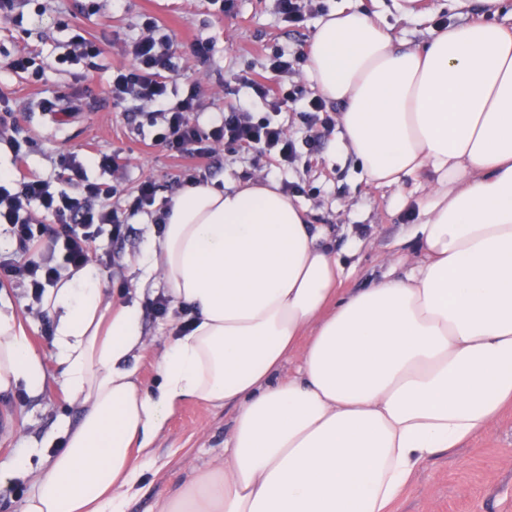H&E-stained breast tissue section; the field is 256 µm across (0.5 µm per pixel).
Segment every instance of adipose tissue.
<instances>
[{
	"instance_id": "obj_1",
	"label": "adipose tissue",
	"mask_w": 512,
	"mask_h": 512,
	"mask_svg": "<svg viewBox=\"0 0 512 512\" xmlns=\"http://www.w3.org/2000/svg\"><path fill=\"white\" fill-rule=\"evenodd\" d=\"M308 78L339 104L364 179L418 189L410 271L342 291L326 228L274 179L184 188L146 249L191 331L141 389L137 303L105 301L93 265L44 297L77 401L22 512H125L149 443L186 400L234 405L224 460L158 512H393L428 461L512 406V25L454 23L413 45L367 14L321 18ZM294 372L282 377L286 362ZM40 356L0 301V392L42 387Z\"/></svg>"
}]
</instances>
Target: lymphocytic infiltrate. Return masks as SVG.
Segmentation results:
<instances>
[{
	"label": "lymphocytic infiltrate",
	"instance_id": "1",
	"mask_svg": "<svg viewBox=\"0 0 512 512\" xmlns=\"http://www.w3.org/2000/svg\"><path fill=\"white\" fill-rule=\"evenodd\" d=\"M126 52L132 64L113 70L112 99L153 109L160 119L154 139L171 155L209 160L220 147L231 146L256 150L277 164L288 165L296 161L298 151L295 140L273 118L282 104L298 108L307 123L331 125L324 115L322 97L280 92L256 80L250 87L267 107L268 116L256 117L249 105L241 104L218 113L208 124H200L192 118L201 111L207 94L200 82L189 84L177 101L169 99L170 82L183 68L169 33L152 18H145ZM61 165L70 180L81 183V195L56 188L51 180L25 174L11 184H0V226L17 245L16 252L0 254V280L21 287L36 304L67 271L97 258V242L102 236L119 240L129 216L150 211L160 225L168 216V206L158 203L152 180L142 181L125 204L112 206L108 200L116 194L115 184L90 181L77 155L63 157Z\"/></svg>",
	"mask_w": 512,
	"mask_h": 512
}]
</instances>
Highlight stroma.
I'll list each match as a JSON object with an SVG mask.
<instances>
[{"instance_id": "stroma-1", "label": "stroma", "mask_w": 512, "mask_h": 512, "mask_svg": "<svg viewBox=\"0 0 512 512\" xmlns=\"http://www.w3.org/2000/svg\"><path fill=\"white\" fill-rule=\"evenodd\" d=\"M369 13L383 17L392 33L411 43L423 42L441 22H459L449 0H420L428 14L403 17L394 0H358ZM347 0H313L302 22H286L275 0H234L231 11H221L213 0H23L11 15L0 16V101L8 106V120L18 139L29 140L24 162L15 163L8 147L0 146V164L8 169L43 177H57L59 160L74 153L84 162L90 180L111 181L103 170L101 154H115L123 178L114 204L132 195L144 179L160 187L161 196L174 198L182 189V174L194 166L189 157H175L153 143L155 133L137 109L116 105L110 94L112 70L130 65L125 44L138 34L144 18L151 17L173 35L186 70L171 91L181 94L186 83L199 81L210 94L204 102L217 112L236 102L250 104L257 115L266 109L254 102L246 82L263 73L269 57L279 52H305L319 20ZM99 40L102 53L93 63L48 71L42 81L5 72L4 64L18 53L52 58L64 53L72 29ZM207 44L206 58L195 53ZM54 104L45 114L42 99ZM277 119L297 142L300 154L292 165L275 166L257 153L219 151L206 167L205 180L215 186L274 178L296 182L301 192L292 199L301 205L310 223L328 228L345 268L348 288H363L388 269L390 260L416 256L410 230L417 220L415 205L396 207V190L367 184L354 158L346 151L340 128L315 139L300 115L283 107ZM155 227L150 214L130 219L121 245L119 265L100 264L107 300H137L141 308L145 348L133 359L144 389L157 380V364L176 337L183 312L170 305L165 316L155 315L149 302L165 293L160 274L141 280L147 256L143 246ZM0 298L10 301L41 356L46 380L41 390L18 385L0 394V460L15 453L30 454L27 475L0 480V512H22L50 453L64 449L63 422H77L76 403L61 388V369L55 360L53 319L34 313L22 291L0 283ZM235 406L185 401L153 437L154 464L143 469L140 492L127 512H157V504L198 471L223 461L224 440L231 432ZM394 512H512V407H507L481 436L464 443L451 455L438 457L413 477Z\"/></svg>"}]
</instances>
